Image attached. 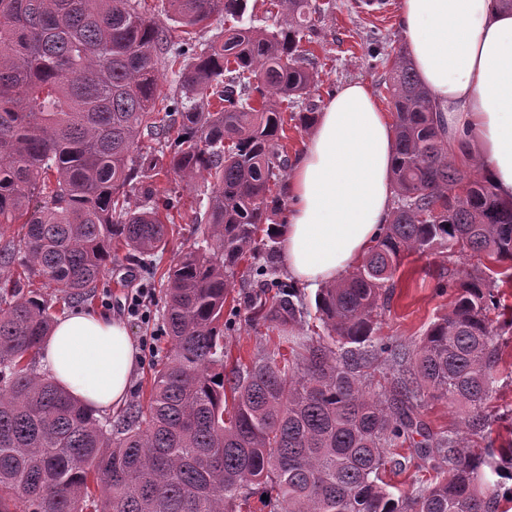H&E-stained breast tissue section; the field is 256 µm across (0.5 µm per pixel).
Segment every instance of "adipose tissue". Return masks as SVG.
I'll return each mask as SVG.
<instances>
[{"mask_svg": "<svg viewBox=\"0 0 512 512\" xmlns=\"http://www.w3.org/2000/svg\"><path fill=\"white\" fill-rule=\"evenodd\" d=\"M411 62L465 136L482 173L512 198V9L502 0H400ZM394 122L361 81L344 83L319 112L293 167L282 229L284 265L313 287L342 278L375 245L392 210ZM139 363L125 325L83 310L60 318L39 367L91 411L120 408Z\"/></svg>", "mask_w": 512, "mask_h": 512, "instance_id": "1", "label": "adipose tissue"}]
</instances>
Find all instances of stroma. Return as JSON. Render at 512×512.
<instances>
[{
	"instance_id": "stroma-1",
	"label": "stroma",
	"mask_w": 512,
	"mask_h": 512,
	"mask_svg": "<svg viewBox=\"0 0 512 512\" xmlns=\"http://www.w3.org/2000/svg\"><path fill=\"white\" fill-rule=\"evenodd\" d=\"M333 2L332 11L318 25L317 36L307 45L316 79L311 90L312 99L317 104H325L345 82L361 80L371 87L381 108L391 110L384 81L387 69L375 63L369 50L376 45L385 55L405 51L397 0H388L386 13L370 19L358 13L356 0ZM161 184L171 190L178 204L171 211L174 224L166 250L156 258L155 276L146 277L137 257L128 249L117 247L111 264L98 282L97 298L88 306L89 312L104 313L123 323L134 342L141 345L142 340L148 338L155 341L151 349L141 345L140 365L128 396L132 404L146 400L153 365L169 347L167 339L160 335L167 273L191 244L192 228L197 217L203 216L210 194V184L204 180L189 187L179 177L171 175L162 179ZM265 261V252L259 249L241 262L233 297L224 306V316L231 322L224 332L228 365L250 363L259 343L276 339L279 334L272 325L251 318V302L260 292L256 269ZM481 263V257L474 254L450 259L438 250L405 259L394 295L378 319L377 341L392 346L415 347L428 326L448 311L449 297L439 292L438 287L447 283L449 270H456L463 276L476 270ZM141 288L147 291V305L151 313L146 321L131 317L127 312L131 294ZM500 355L494 372L495 393L490 402V411L496 414L497 419L486 429L483 437L470 435L466 438L468 445L478 453L512 442V340L502 344Z\"/></svg>"
}]
</instances>
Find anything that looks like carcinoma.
<instances>
[{"label": "carcinoma", "instance_id": "obj_1", "mask_svg": "<svg viewBox=\"0 0 512 512\" xmlns=\"http://www.w3.org/2000/svg\"><path fill=\"white\" fill-rule=\"evenodd\" d=\"M248 2L163 0L174 40L146 0H0V512H243L258 487L269 512H499L512 442L473 454L457 432L430 431L417 403L427 391L468 409L472 430L489 426L497 336L512 329L490 319L506 314L497 271L448 273V313L416 350L372 341L408 256L440 246L512 264V202L456 167L433 96L401 53L387 83L395 207L363 262L316 294L326 340L294 335L307 305L267 263L256 272L276 292L254 315L283 336L224 375V303L245 257L260 244L276 252L279 225L263 241L258 231L288 175L283 113L315 123L302 43L333 8L269 0L268 30L243 25ZM170 172L211 179L208 206L168 275L170 348L148 403L114 424L37 372L36 354L57 305L94 299L112 244L153 267L170 219L160 206L171 205L156 177ZM14 224L22 233L9 237ZM381 358L392 377L377 390ZM411 461L433 477L397 496L382 474Z\"/></svg>", "mask_w": 512, "mask_h": 512}]
</instances>
